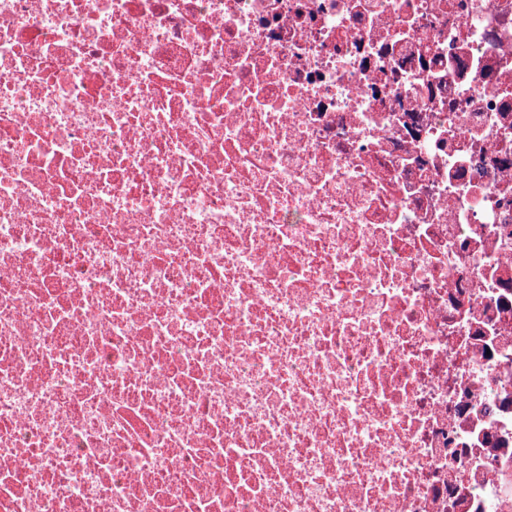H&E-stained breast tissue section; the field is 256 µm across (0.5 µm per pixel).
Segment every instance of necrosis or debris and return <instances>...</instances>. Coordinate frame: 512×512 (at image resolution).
<instances>
[{
    "instance_id": "obj_1",
    "label": "necrosis or debris",
    "mask_w": 512,
    "mask_h": 512,
    "mask_svg": "<svg viewBox=\"0 0 512 512\" xmlns=\"http://www.w3.org/2000/svg\"><path fill=\"white\" fill-rule=\"evenodd\" d=\"M512 0H0V512H512Z\"/></svg>"
}]
</instances>
